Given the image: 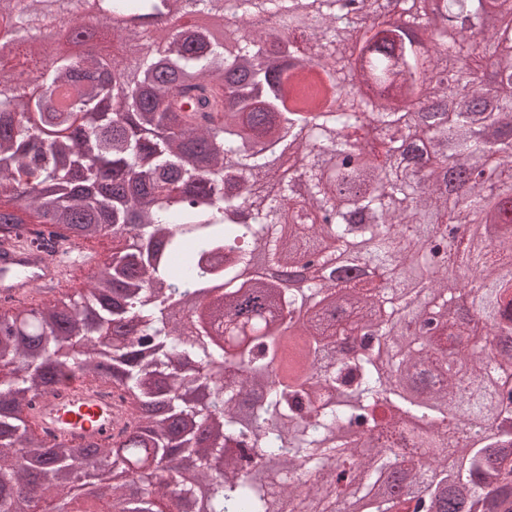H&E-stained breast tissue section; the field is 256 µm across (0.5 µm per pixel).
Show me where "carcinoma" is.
<instances>
[{
    "mask_svg": "<svg viewBox=\"0 0 512 512\" xmlns=\"http://www.w3.org/2000/svg\"><path fill=\"white\" fill-rule=\"evenodd\" d=\"M237 35L222 45L175 24L116 33L133 59L64 55L38 84L0 91V241L26 223L76 225L73 243L120 242L112 268L86 295L59 293L39 316L0 313V512H113L112 500L72 494L83 453L48 445L23 406L60 373L94 381L97 355L128 406L124 442L102 456L125 476L112 484L121 512H162L191 486L205 512H497L512 466V95L480 109L475 97L512 87V20L487 0H450L430 17L412 0L401 26L375 20L370 70L376 98L345 89L355 21L340 0H231ZM171 0H112L119 14L148 18ZM259 18L273 20L307 66L290 72ZM482 19L479 44L465 27ZM15 31L0 60L51 25L86 31L96 21L49 15L42 0H0ZM435 28L430 58L409 31ZM448 57L461 70L443 78ZM448 112H400L383 92L411 99L422 85ZM195 90L182 101L176 96ZM360 146L372 161L355 165ZM489 175L465 198L455 174ZM370 214L352 224L348 210ZM323 212L283 233L298 213ZM495 224L491 238L448 244V226ZM316 260L302 290L268 287L272 273ZM261 274L240 280L245 268ZM465 267L476 286L460 288ZM215 320L231 340L211 339L195 319L183 334L169 298L188 303L215 284ZM314 310L301 326L284 313ZM77 348L60 368L58 348ZM209 391L206 407L186 399ZM464 419L469 435L448 433ZM26 447L27 469L13 464ZM180 468L188 480H175ZM36 477L41 500L20 504L15 486Z\"/></svg>",
    "mask_w": 512,
    "mask_h": 512,
    "instance_id": "obj_1",
    "label": "carcinoma"
}]
</instances>
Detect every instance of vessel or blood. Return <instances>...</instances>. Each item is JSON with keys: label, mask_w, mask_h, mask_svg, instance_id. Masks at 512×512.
<instances>
[{"label": "vessel or blood", "mask_w": 512, "mask_h": 512, "mask_svg": "<svg viewBox=\"0 0 512 512\" xmlns=\"http://www.w3.org/2000/svg\"><path fill=\"white\" fill-rule=\"evenodd\" d=\"M50 233L43 225L26 224L18 242L0 247V307L44 305L69 272L92 266V258L77 245L53 255L30 247V240ZM123 408L119 393L75 373L68 382L54 384L32 398L24 416L48 443L93 450L118 435Z\"/></svg>", "instance_id": "vessel-or-blood-1"}]
</instances>
